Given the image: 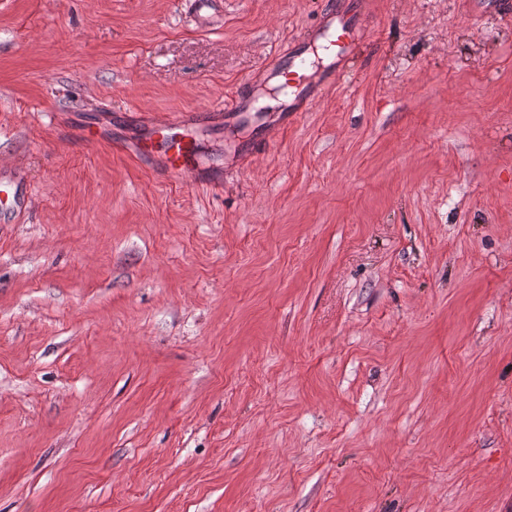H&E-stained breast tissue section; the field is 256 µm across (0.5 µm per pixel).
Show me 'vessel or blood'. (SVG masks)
<instances>
[{"label": "vessel or blood", "instance_id": "obj_1", "mask_svg": "<svg viewBox=\"0 0 512 512\" xmlns=\"http://www.w3.org/2000/svg\"><path fill=\"white\" fill-rule=\"evenodd\" d=\"M368 31L361 9L349 10L340 0H327L321 24L295 38L285 54L258 72L261 80L273 74L285 78L282 88L286 103L277 115L280 126L293 124L326 93L341 87L344 63L360 48ZM255 109L254 101L238 92L203 114L187 109L174 119H146L134 144V156L155 161L163 179L198 180L205 163L196 136L205 124L242 119ZM1 193L6 196L5 208L11 215L26 210L28 190L19 172L0 171Z\"/></svg>", "mask_w": 512, "mask_h": 512}]
</instances>
